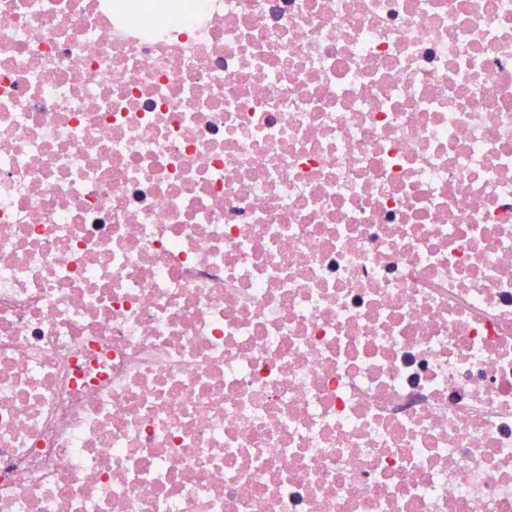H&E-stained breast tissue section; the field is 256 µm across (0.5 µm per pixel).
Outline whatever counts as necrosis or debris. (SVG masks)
<instances>
[{
  "instance_id": "obj_1",
  "label": "necrosis or debris",
  "mask_w": 512,
  "mask_h": 512,
  "mask_svg": "<svg viewBox=\"0 0 512 512\" xmlns=\"http://www.w3.org/2000/svg\"><path fill=\"white\" fill-rule=\"evenodd\" d=\"M0 512H512V0H0Z\"/></svg>"
}]
</instances>
